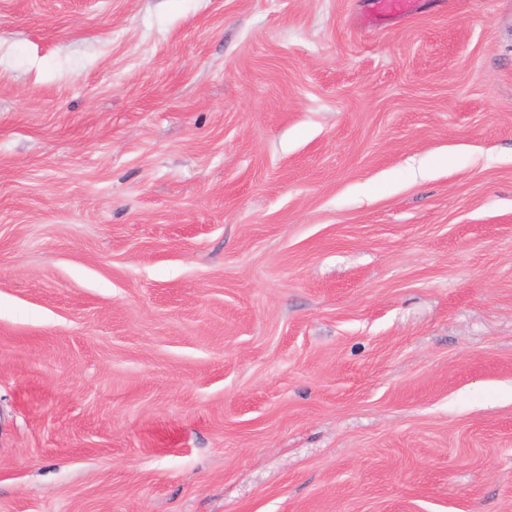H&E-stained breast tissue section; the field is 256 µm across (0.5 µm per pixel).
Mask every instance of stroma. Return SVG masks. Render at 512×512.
<instances>
[{"label":"stroma","instance_id":"35a3bbf8","mask_svg":"<svg viewBox=\"0 0 512 512\" xmlns=\"http://www.w3.org/2000/svg\"><path fill=\"white\" fill-rule=\"evenodd\" d=\"M0 0V512H512V0Z\"/></svg>","mask_w":512,"mask_h":512}]
</instances>
